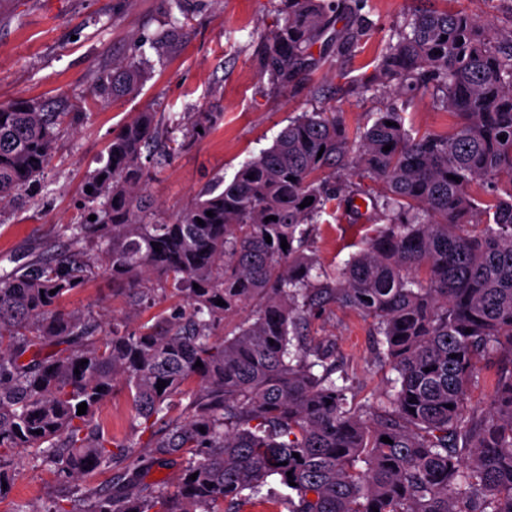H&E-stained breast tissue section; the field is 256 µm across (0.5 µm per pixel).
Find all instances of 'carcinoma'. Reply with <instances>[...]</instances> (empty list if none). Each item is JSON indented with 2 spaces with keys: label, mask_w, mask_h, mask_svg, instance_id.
Returning <instances> with one entry per match:
<instances>
[{
  "label": "carcinoma",
  "mask_w": 512,
  "mask_h": 512,
  "mask_svg": "<svg viewBox=\"0 0 512 512\" xmlns=\"http://www.w3.org/2000/svg\"><path fill=\"white\" fill-rule=\"evenodd\" d=\"M284 2L260 56L261 72L283 84L324 59L313 53L321 40L342 55L366 30L336 29L363 0ZM375 72L374 92H431L452 132L408 128L403 109L362 130L336 107L304 112L230 183L215 181L165 222L147 214L144 152L160 125L173 154V131L202 138L213 115L185 126L141 112L112 136L107 162L82 185L96 219L0 274V498L26 449L62 490L53 512H512V31L420 9L392 30ZM140 82L134 65L113 69L112 98ZM59 126L56 112L0 104V205L39 178ZM353 180L370 181L358 196L385 224L344 267H327L306 254L311 228ZM79 245L132 305L170 292L180 312L96 340L90 315L62 307L95 269ZM329 301L372 322L378 362L396 372L375 405L347 397L334 345L301 340L300 324ZM242 309L247 318L229 323ZM490 359L510 367L487 407L470 412ZM118 385L131 427L150 433L146 455L93 423ZM146 461L180 462L177 487L141 483ZM274 477L290 493L272 492Z\"/></svg>",
  "instance_id": "obj_1"
}]
</instances>
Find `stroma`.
I'll list each match as a JSON object with an SVG mask.
<instances>
[{
    "instance_id": "obj_1",
    "label": "stroma",
    "mask_w": 512,
    "mask_h": 512,
    "mask_svg": "<svg viewBox=\"0 0 512 512\" xmlns=\"http://www.w3.org/2000/svg\"><path fill=\"white\" fill-rule=\"evenodd\" d=\"M281 0H0V103L28 101L48 112L65 113L48 166L20 202L0 207V272L35 259L57 240L66 224L87 223L81 185L106 161L114 133L142 112L189 117L215 113L202 139L191 141L166 161L151 165L147 192L158 214L172 219L207 184L232 179L247 160L270 147L296 115L340 106L350 127L372 123L376 113L399 106L406 121L423 131L447 133L454 119L430 96L403 104L392 91L373 93V60L391 29L416 8L462 10L512 30V0H366L361 11L366 35L345 55L325 48L327 60L295 83H273L259 68L261 34L275 24ZM148 43L147 64L134 95L113 99L108 74L129 64L140 43ZM372 209L352 216L346 206L324 214L310 237L324 265L342 266L378 227ZM67 309L92 313L99 339L137 329L154 315L171 314L176 299L131 309L113 292L104 263L64 301ZM306 333L336 346L358 402L375 403L386 387L388 368L376 362L370 322L333 304L315 311ZM133 411L124 389L101 406L98 419L116 438L131 432ZM21 475L0 512L27 502L48 512L59 488L52 476L19 451Z\"/></svg>"
}]
</instances>
